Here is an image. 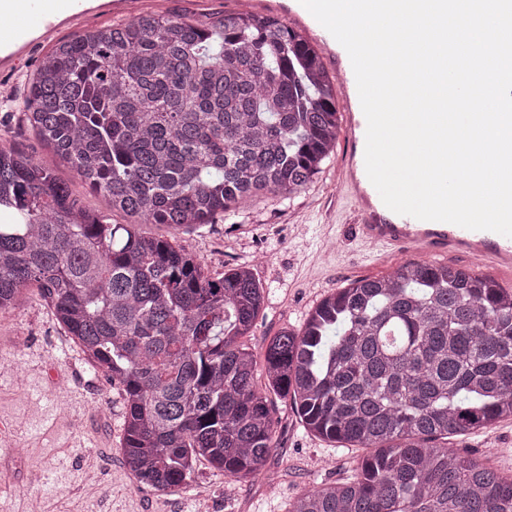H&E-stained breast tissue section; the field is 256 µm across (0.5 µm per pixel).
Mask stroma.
Segmentation results:
<instances>
[{
    "mask_svg": "<svg viewBox=\"0 0 512 512\" xmlns=\"http://www.w3.org/2000/svg\"><path fill=\"white\" fill-rule=\"evenodd\" d=\"M112 13L88 17L83 28L62 24L25 52L18 64L0 72L8 85L0 100V143L15 147L51 168L70 183L83 207L110 215L107 198L87 189L76 173L27 128L20 105L40 58L59 40L79 30H94L117 22ZM346 135H339L319 173L293 195L260 194L234 215L215 218L202 227L169 232L160 224L143 225V232L172 235L175 243L196 254L207 273L249 266L265 291V305L247 343L262 355L268 340L285 329H300L308 312L336 289L365 277L381 276L410 261L407 253L368 250L356 234L355 204L336 194V175L346 152ZM65 332L52 308L31 295L16 310L0 311V367L19 374L18 383L0 384V414L22 423L23 467L0 458V480L8 494L0 496V512H30L31 498L46 512H101L102 497L114 512H288L305 491L353 475L364 454L361 448H336L314 436L299 422L289 399L275 398L277 448L255 478L234 482L200 462L188 492H160L143 485L126 468L121 452L124 406L118 386L100 371L84 366L70 372L55 360L42 375L26 373L29 351H53ZM71 396L65 407L52 397L56 383ZM451 448L503 473H512V421L466 437H452ZM101 476V498L79 499L72 491L83 469Z\"/></svg>",
    "mask_w": 512,
    "mask_h": 512,
    "instance_id": "35a3bbf8",
    "label": "stroma"
}]
</instances>
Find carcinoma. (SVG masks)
I'll list each match as a JSON object with an SVG mask.
<instances>
[{"label": "carcinoma", "instance_id": "carcinoma-1", "mask_svg": "<svg viewBox=\"0 0 512 512\" xmlns=\"http://www.w3.org/2000/svg\"><path fill=\"white\" fill-rule=\"evenodd\" d=\"M28 128L112 211L0 145V311L38 289L93 369L122 387L123 458L160 492L198 462L235 481L276 448L272 396L306 430L369 450L350 478L288 512H512V478L448 447L512 418V292L437 261H410L325 297L300 331L251 335L263 288L217 276L142 224L178 231L259 191L305 189L339 128L334 77L281 19L140 14L58 43L22 101Z\"/></svg>", "mask_w": 512, "mask_h": 512}]
</instances>
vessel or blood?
I'll use <instances>...</instances> for the list:
<instances>
[{
    "instance_id": "1",
    "label": "vessel or blood",
    "mask_w": 512,
    "mask_h": 512,
    "mask_svg": "<svg viewBox=\"0 0 512 512\" xmlns=\"http://www.w3.org/2000/svg\"><path fill=\"white\" fill-rule=\"evenodd\" d=\"M84 0H0V68L24 52L34 41L35 32L51 30L53 20L83 18ZM343 98L348 110V138L352 151L340 170V192L357 204L356 214L362 240L375 247L411 252L421 250L428 257L446 253L475 256L499 270L512 269V237L487 230H469L448 222L424 221L399 215L383 203L365 169L367 121L354 111L352 68L342 73Z\"/></svg>"
}]
</instances>
